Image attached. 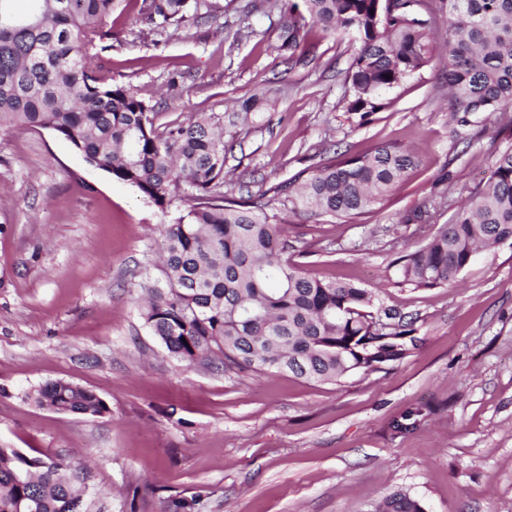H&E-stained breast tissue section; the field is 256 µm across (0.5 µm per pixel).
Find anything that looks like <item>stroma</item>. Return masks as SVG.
I'll return each instance as SVG.
<instances>
[{"label": "stroma", "mask_w": 512, "mask_h": 512, "mask_svg": "<svg viewBox=\"0 0 512 512\" xmlns=\"http://www.w3.org/2000/svg\"><path fill=\"white\" fill-rule=\"evenodd\" d=\"M141 0L114 15L100 64L154 105L158 125L220 117L227 198L257 195L333 151L396 141L421 165L383 205L350 218L282 209L311 276L372 290L417 319L405 358L341 384L288 372L188 364L142 317L157 276L160 208L91 166L47 129L0 131V443L87 464L106 512H371L401 490L424 512H512V243L478 253L457 283H396L393 262L491 175L512 146V110L449 124L440 56L384 93L367 119L347 111L350 37L312 29L303 62L279 49L268 0H218L198 25L153 31ZM62 379L107 414H59L28 397Z\"/></svg>", "instance_id": "obj_1"}]
</instances>
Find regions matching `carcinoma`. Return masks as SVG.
<instances>
[{
  "instance_id": "1",
  "label": "carcinoma",
  "mask_w": 512,
  "mask_h": 512,
  "mask_svg": "<svg viewBox=\"0 0 512 512\" xmlns=\"http://www.w3.org/2000/svg\"><path fill=\"white\" fill-rule=\"evenodd\" d=\"M0 0V131L42 128L68 140L86 161L136 188L161 208L194 201L162 227L159 276L145 282L143 316L168 354L218 361L256 372H288L340 383L374 370L361 353L394 362L408 352L415 318L380 311L372 291L349 281L315 279L291 258L293 244L278 214L252 199L213 196L228 151L219 118L195 114L161 127L150 103L94 64L112 16L127 0H29L26 14ZM443 23L430 0H282L288 15L280 50L293 58L309 34L352 33L360 43L350 70L347 110L366 119L384 109L382 93L426 66L443 43L461 127L512 108V0H446ZM141 20L156 30L211 16L209 0H142ZM418 165L413 151L386 143L329 162L274 187L290 209L350 217L383 203ZM512 241V148L490 179L449 224L401 256L397 284L438 288L455 283L477 250ZM56 413L108 412L92 390L65 380L31 393ZM68 461L24 457L0 444V512H95ZM373 512H423L395 491Z\"/></svg>"
}]
</instances>
